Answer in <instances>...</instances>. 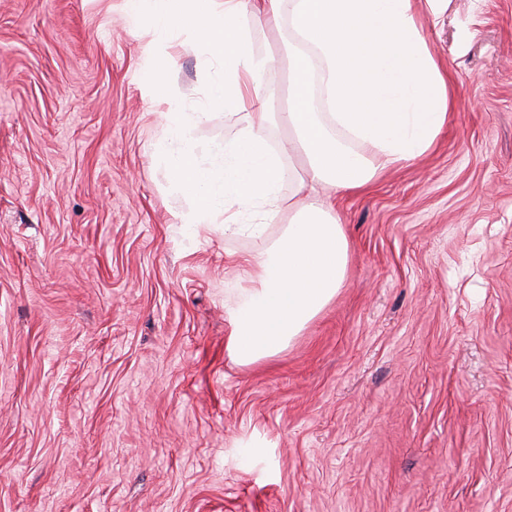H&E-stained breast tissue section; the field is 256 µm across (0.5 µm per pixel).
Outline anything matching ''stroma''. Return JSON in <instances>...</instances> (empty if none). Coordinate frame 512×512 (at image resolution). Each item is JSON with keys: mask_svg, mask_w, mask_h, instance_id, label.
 I'll list each match as a JSON object with an SVG mask.
<instances>
[{"mask_svg": "<svg viewBox=\"0 0 512 512\" xmlns=\"http://www.w3.org/2000/svg\"><path fill=\"white\" fill-rule=\"evenodd\" d=\"M423 36L448 122L369 186L322 187L346 283L240 364L225 305L265 238L180 223L164 99L220 75L137 0H0V512H512V0H448ZM287 103V26L254 27ZM291 200L304 158L277 124Z\"/></svg>", "mask_w": 512, "mask_h": 512, "instance_id": "stroma-1", "label": "stroma"}]
</instances>
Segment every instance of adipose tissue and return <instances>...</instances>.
<instances>
[{"label": "adipose tissue", "mask_w": 512, "mask_h": 512, "mask_svg": "<svg viewBox=\"0 0 512 512\" xmlns=\"http://www.w3.org/2000/svg\"><path fill=\"white\" fill-rule=\"evenodd\" d=\"M159 35L190 28L224 75L209 87L208 111L164 115L157 154L174 189L190 200L181 223L227 235L259 237L283 206L282 159L264 133L259 90L274 63L253 52L252 27L288 23L300 52L290 59L291 102L278 122L292 134L307 181L291 202L293 220L278 238L245 258L244 288L226 307L227 349L250 364L285 348L344 286L349 243L329 205L310 201L308 182L339 191L368 185L379 168L427 152L448 119V81L431 57L415 0H142ZM321 66L327 111L307 92L311 62ZM241 114L234 138L201 158L193 132L216 108ZM354 136L351 149L334 134ZM251 223H243L244 215Z\"/></svg>", "instance_id": "1"}]
</instances>
